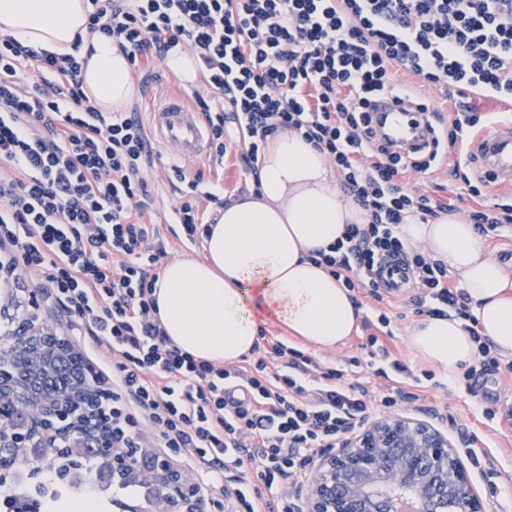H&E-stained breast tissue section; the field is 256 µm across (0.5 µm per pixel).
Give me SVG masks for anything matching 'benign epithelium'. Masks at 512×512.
<instances>
[{
    "mask_svg": "<svg viewBox=\"0 0 512 512\" xmlns=\"http://www.w3.org/2000/svg\"><path fill=\"white\" fill-rule=\"evenodd\" d=\"M14 272V258L0 257L1 287ZM5 295L0 473L15 477L43 465L80 488H143L134 503H112L115 512H211L192 473L148 447L140 429L112 420V390L57 331L42 294L29 293L20 315L14 294ZM399 496L413 500L417 512H485L448 433L403 413L382 415L315 456L305 512H397Z\"/></svg>",
    "mask_w": 512,
    "mask_h": 512,
    "instance_id": "1",
    "label": "benign epithelium"
}]
</instances>
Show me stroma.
Here are the masks:
<instances>
[{
  "label": "stroma",
  "mask_w": 512,
  "mask_h": 512,
  "mask_svg": "<svg viewBox=\"0 0 512 512\" xmlns=\"http://www.w3.org/2000/svg\"><path fill=\"white\" fill-rule=\"evenodd\" d=\"M412 291L394 298L390 310L394 343L399 357L417 367L428 363L410 346L408 332L419 316L411 303ZM436 385L422 393L419 400L401 404L400 412L429 420L447 430L459 448L470 456L466 464L485 503L486 512H512V433L492 429L482 414L486 400L499 399L512 405V378L490 376L484 392L469 393L460 385V377L436 374Z\"/></svg>",
  "instance_id": "obj_1"
}]
</instances>
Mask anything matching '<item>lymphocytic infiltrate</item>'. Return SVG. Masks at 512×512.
Returning <instances> with one entry per match:
<instances>
[{"mask_svg": "<svg viewBox=\"0 0 512 512\" xmlns=\"http://www.w3.org/2000/svg\"><path fill=\"white\" fill-rule=\"evenodd\" d=\"M87 29L110 37L137 71L178 46L197 56L215 93L197 101L212 166H223L231 134L243 171L256 172L262 146L291 130L328 157L366 214L312 258L369 303L363 327L380 352L372 373L382 392L350 375L359 357L332 367L278 336L266 337L264 357L231 368L183 353L155 316L158 271L223 208V180L161 168L137 111L103 112L91 101L75 54L0 37V244L102 346L118 418L139 415L210 494L226 496L230 512H303L314 455L432 380L381 342L391 333L383 259L398 258L412 275L418 313L473 331L467 379L512 373V360L476 333L471 302L446 266L397 234L408 219L459 211L408 184L445 164L476 201L467 216L478 232L494 239L512 225V196L482 205L488 184L469 177L462 148L494 121L473 96L512 99V0H90ZM399 70L413 83L397 82ZM432 87L453 111L434 106ZM380 96L425 114L429 142L405 152L382 136L370 110ZM173 180L184 199L169 210L180 228L170 238L155 187Z\"/></svg>", "mask_w": 512, "mask_h": 512, "instance_id": "obj_1", "label": "lymphocytic infiltrate"}]
</instances>
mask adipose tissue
<instances>
[{
    "mask_svg": "<svg viewBox=\"0 0 512 512\" xmlns=\"http://www.w3.org/2000/svg\"><path fill=\"white\" fill-rule=\"evenodd\" d=\"M88 7L87 0H0V35L62 53L79 42L85 91L100 111L117 112L134 93L131 66L111 38L88 33ZM258 168V189L226 202L210 225L205 260L170 262L156 288L167 336L199 360L251 355L270 321L319 349L345 344L360 321L349 291L311 254L342 239L347 225L365 223L364 210L337 192L328 158L296 133H278ZM397 232L458 275L481 335L512 355V275L487 256L473 225L443 215ZM409 342L449 376L476 353L462 322L448 317L419 321Z\"/></svg>",
    "mask_w": 512,
    "mask_h": 512,
    "instance_id": "adipose-tissue-1",
    "label": "adipose tissue"
}]
</instances>
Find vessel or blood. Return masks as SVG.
<instances>
[{"instance_id":"obj_1","label":"vessel or blood","mask_w":512,"mask_h":512,"mask_svg":"<svg viewBox=\"0 0 512 512\" xmlns=\"http://www.w3.org/2000/svg\"><path fill=\"white\" fill-rule=\"evenodd\" d=\"M374 109L381 116L387 137L395 145L408 148L420 144L408 106L381 98ZM149 129L152 144L174 147L180 158H201L209 152L207 130L182 91L173 92L153 107ZM475 145L483 175L493 184L512 187V127L486 128L478 135Z\"/></svg>"}]
</instances>
